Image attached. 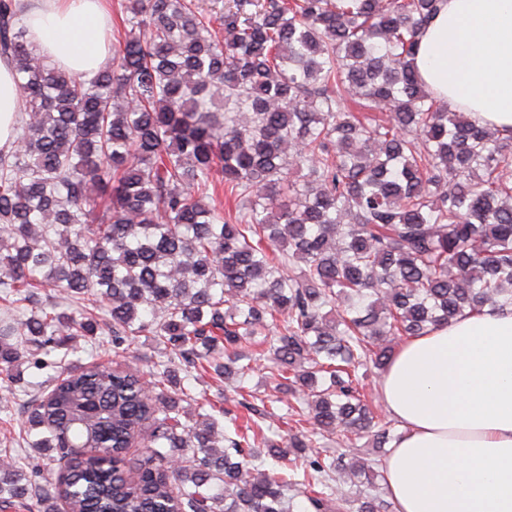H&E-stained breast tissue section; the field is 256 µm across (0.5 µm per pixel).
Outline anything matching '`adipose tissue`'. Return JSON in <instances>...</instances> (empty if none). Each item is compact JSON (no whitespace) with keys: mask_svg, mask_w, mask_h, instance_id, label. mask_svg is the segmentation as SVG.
<instances>
[{"mask_svg":"<svg viewBox=\"0 0 512 512\" xmlns=\"http://www.w3.org/2000/svg\"><path fill=\"white\" fill-rule=\"evenodd\" d=\"M26 28L74 74L93 77L112 57L105 0H33ZM414 64L450 108L512 133V0H441ZM18 112L15 72L0 61V149ZM378 391L401 428L383 462L394 512H512V306L405 339Z\"/></svg>","mask_w":512,"mask_h":512,"instance_id":"1","label":"adipose tissue"}]
</instances>
